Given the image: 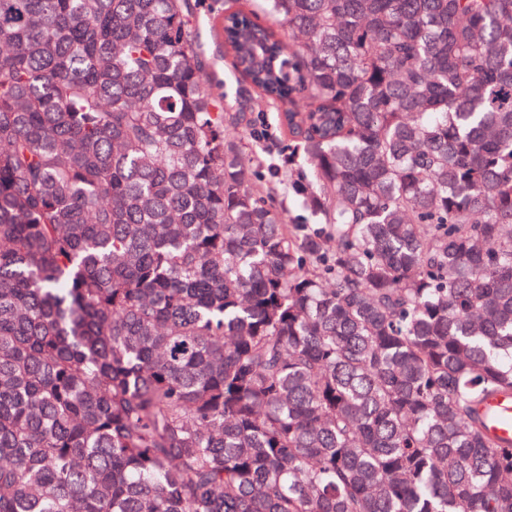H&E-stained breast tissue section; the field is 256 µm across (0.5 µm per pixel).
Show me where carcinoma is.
<instances>
[{
    "label": "carcinoma",
    "instance_id": "carcinoma-1",
    "mask_svg": "<svg viewBox=\"0 0 512 512\" xmlns=\"http://www.w3.org/2000/svg\"><path fill=\"white\" fill-rule=\"evenodd\" d=\"M192 16L0 0V512H512V0ZM195 3L192 30L200 45L204 73L214 88L220 106L233 110L236 91L239 89V75L232 65V57L224 48V9H240L250 3L253 9L257 2L244 0H192ZM250 105L254 116L260 120L258 122V130H266V138L262 143L270 150L271 156H268L265 162V172L268 180H274V172L277 165H280V157L278 155L279 144L283 141L284 137L280 130L277 128L274 121L275 107L261 99L260 95L254 91L249 90ZM490 431L503 441L512 440V396H497L483 406Z\"/></svg>",
    "mask_w": 512,
    "mask_h": 512
}]
</instances>
